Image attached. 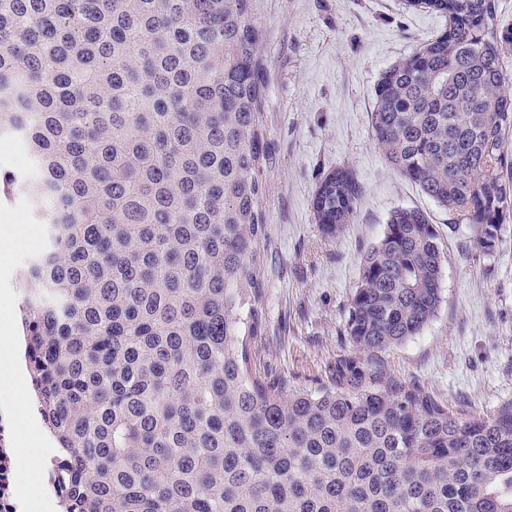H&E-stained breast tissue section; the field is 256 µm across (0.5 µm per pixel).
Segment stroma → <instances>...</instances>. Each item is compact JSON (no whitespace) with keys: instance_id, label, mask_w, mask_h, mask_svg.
I'll use <instances>...</instances> for the list:
<instances>
[{"instance_id":"1","label":"stroma","mask_w":512,"mask_h":512,"mask_svg":"<svg viewBox=\"0 0 512 512\" xmlns=\"http://www.w3.org/2000/svg\"><path fill=\"white\" fill-rule=\"evenodd\" d=\"M262 40L263 124L272 161L263 174L268 227L260 299L250 338L257 374L299 383L324 373L349 345L342 329L365 253L391 213L430 214L447 255L443 301L423 331L385 355L388 368L441 400L485 414L512 400V222L497 252L480 255L467 226L426 197L384 159L370 131L381 73L447 25L404 0H257ZM353 171L361 194L351 224L330 237L312 197L333 170ZM31 223L24 200L0 201V305L21 303L18 277L43 245L42 231L17 237L13 217Z\"/></svg>"}]
</instances>
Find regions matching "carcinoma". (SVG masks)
<instances>
[{"label": "carcinoma", "mask_w": 512, "mask_h": 512, "mask_svg": "<svg viewBox=\"0 0 512 512\" xmlns=\"http://www.w3.org/2000/svg\"><path fill=\"white\" fill-rule=\"evenodd\" d=\"M255 0H0V140L45 244L21 271L35 403L67 449V512H512V401L477 415L384 364L442 301L423 211H393L309 386L253 372L261 320ZM448 26L389 67L371 133L482 254L512 220V26L496 0H406ZM337 169L316 223L353 221ZM27 165V156L23 147L16 143L13 146L4 147L0 144V171H20Z\"/></svg>", "instance_id": "obj_1"}]
</instances>
